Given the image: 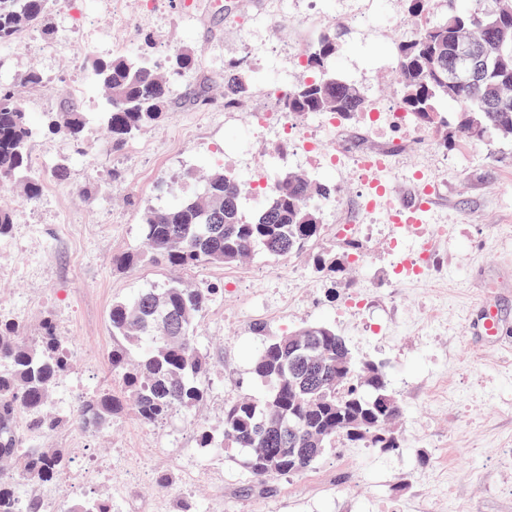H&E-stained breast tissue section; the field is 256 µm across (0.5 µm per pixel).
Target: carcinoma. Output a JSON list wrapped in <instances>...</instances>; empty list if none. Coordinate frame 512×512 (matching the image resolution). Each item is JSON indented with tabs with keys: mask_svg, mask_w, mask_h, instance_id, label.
<instances>
[{
	"mask_svg": "<svg viewBox=\"0 0 512 512\" xmlns=\"http://www.w3.org/2000/svg\"><path fill=\"white\" fill-rule=\"evenodd\" d=\"M52 0H0V45L19 42L28 30L54 37ZM505 17L511 25L494 34L490 24ZM495 37L494 64L467 86L448 82V63L464 38L481 46ZM336 33L326 32L306 53L308 79L290 87L281 109L295 116L334 112L349 120L368 105L362 91L330 69L339 53ZM196 60L175 52L163 59L118 54L95 63L91 82L108 92L102 129L120 150L136 133L169 117L174 78L194 69ZM401 99L422 129H433L443 144L448 138L471 142H512V0H468L462 11L450 7L442 18L415 28L397 49ZM250 90L241 64L224 69V108H236ZM440 102H451L457 118L448 125ZM85 113L72 107L47 118L49 132L74 137L86 128ZM37 135L30 113L13 86L0 84V186L20 182L27 199L38 198L42 177L33 173L28 151ZM252 185L224 170H214L199 193L147 212L142 234L149 251L124 252L112 258L120 268L137 266L144 256L170 269L200 264H231L261 250L274 257L300 253L321 234L320 203L335 194V185L303 169L279 174L265 187V201L248 219L243 202ZM218 293L214 286H187L172 280L161 288H144L129 300L112 303L109 320L112 350L108 359L121 390L97 391L61 414H44L50 391L71 359L67 345L45 319L41 335L25 336L20 322L0 318V512H40V502L19 503L15 477L32 475L53 483L70 456L62 448H23L16 422L34 429L75 427L100 434L130 409L143 423L165 419L175 407L191 410L206 394L202 377L208 360L196 344L197 319ZM336 331L310 325L266 341L253 360L254 375L269 387L263 398L241 400L224 409L220 440L199 431L197 447L237 452L252 482L263 486L281 476L309 471L322 456L317 448L339 441L384 453L402 448L388 426L402 406L379 403L390 395L386 370H365L350 357Z\"/></svg>",
	"mask_w": 512,
	"mask_h": 512,
	"instance_id": "obj_1",
	"label": "carcinoma"
}]
</instances>
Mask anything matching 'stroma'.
Returning <instances> with one entry per match:
<instances>
[{
    "mask_svg": "<svg viewBox=\"0 0 512 512\" xmlns=\"http://www.w3.org/2000/svg\"><path fill=\"white\" fill-rule=\"evenodd\" d=\"M408 5L323 0L307 20L295 8L279 12L276 0H155L151 9L145 0H75L85 28L58 13L53 40L29 31L25 42L0 47V81L14 86L35 124L68 104L89 118L80 138L45 132L31 141L32 164L45 175L39 198L27 200L18 183L0 188V204L13 210V227L0 238V317L19 320L29 336L52 317L75 352L62 382L86 396L120 388L108 363L113 302L171 280L222 289L197 321L209 391L195 410L176 409L153 425L128 412L99 435L23 426L24 447L111 455L116 512H177L181 503L191 512H377L383 505L392 512H512V144L443 147L425 130L419 142L399 148L389 177L392 197L412 204V172L442 195L420 230L426 236L432 225L448 227L435 245L448 275L437 281L391 287L392 270L408 251L396 245L381 211L362 216L367 263H346L336 274L326 269L350 252L334 226L363 188L352 160L314 168L341 195L322 210L321 238L300 254L274 259L258 251L237 263L191 270L112 263L114 255L142 249L146 209L170 203L158 189L161 181H173L183 197L208 169L222 166L256 182L296 168L295 159L272 157L274 131L249 129L259 97L225 109V62L265 42L268 26L281 42L304 50L323 31L343 26V14L363 10L364 28L343 26L333 69L371 106L393 104L400 98L396 46L422 22ZM137 50L151 57L185 51L197 66L180 77L169 118L116 151L98 120L105 96L89 73L94 61ZM32 70L45 76V89L25 85ZM200 87L211 96L204 106L188 97ZM365 283L364 306L343 310L346 294ZM488 304L503 324L495 340L479 328ZM257 322L264 334L254 333ZM311 324L330 326L357 358L385 365L388 387L403 407L395 425L402 447L383 454L339 445L308 472L259 490L228 453L197 447V429L220 432L229 403L265 393L252 373L264 340Z\"/></svg>",
    "mask_w": 512,
    "mask_h": 512,
    "instance_id": "stroma-1",
    "label": "stroma"
}]
</instances>
